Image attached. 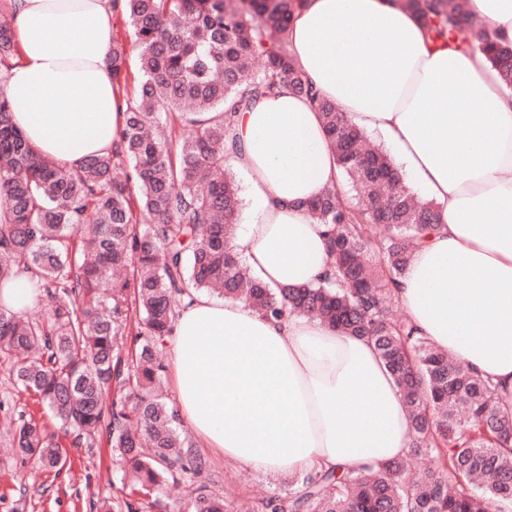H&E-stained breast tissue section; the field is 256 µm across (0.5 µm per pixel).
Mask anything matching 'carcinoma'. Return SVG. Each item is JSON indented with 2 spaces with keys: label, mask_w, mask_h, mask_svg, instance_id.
Listing matches in <instances>:
<instances>
[{
  "label": "carcinoma",
  "mask_w": 512,
  "mask_h": 512,
  "mask_svg": "<svg viewBox=\"0 0 512 512\" xmlns=\"http://www.w3.org/2000/svg\"><path fill=\"white\" fill-rule=\"evenodd\" d=\"M115 2L139 66L131 73L125 45L113 40L112 82L125 89L133 80L136 91L111 152L61 168L13 125L0 87V287L25 272L34 287L28 309L52 302L45 321L0 310V355L16 382L73 431V444L112 448L124 465L126 512H143L152 489L205 470L159 395L167 373L159 351L185 298L216 292L268 319L307 315L373 342L410 410V452L432 467L413 479L400 461L359 473L313 469L288 495L262 499L266 512H512V408L394 311L399 279L442 208L415 196L385 151L296 70L287 32L302 0ZM397 2L433 42L482 52L512 88V41L493 37L461 0ZM16 53L5 22L0 66ZM285 83L322 113L346 183L307 204L328 226L324 277L273 291L228 247L239 198L226 153L237 147V114ZM135 327L124 357L117 341ZM9 425L20 455L50 469L65 463L34 417L12 416ZM188 506L226 512L204 485Z\"/></svg>",
  "instance_id": "1"
}]
</instances>
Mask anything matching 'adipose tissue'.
I'll return each mask as SVG.
<instances>
[{
  "mask_svg": "<svg viewBox=\"0 0 512 512\" xmlns=\"http://www.w3.org/2000/svg\"><path fill=\"white\" fill-rule=\"evenodd\" d=\"M18 53L0 71L14 124L69 170L124 125L108 71L113 0H8ZM296 68L355 125L381 134L443 209L398 300L430 342L512 406V94L481 53L434 45L396 0H305L288 29ZM229 165L250 207L229 246L268 288L313 284L326 225L305 211L339 180L320 112L290 88L240 113ZM176 406L204 447L260 473L362 471L408 453L410 415L368 339L197 293L171 339Z\"/></svg>",
  "mask_w": 512,
  "mask_h": 512,
  "instance_id": "1",
  "label": "adipose tissue"
}]
</instances>
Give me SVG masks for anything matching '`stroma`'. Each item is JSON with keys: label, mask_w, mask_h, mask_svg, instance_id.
<instances>
[{"label": "stroma", "mask_w": 512, "mask_h": 512, "mask_svg": "<svg viewBox=\"0 0 512 512\" xmlns=\"http://www.w3.org/2000/svg\"><path fill=\"white\" fill-rule=\"evenodd\" d=\"M8 413L48 417L33 393L15 385L9 363L0 359V512H92V504L104 500L111 502L113 512H125L121 466L106 444L68 447L66 465L57 471L45 470L9 450L4 419ZM207 460L204 479L224 497L231 512L248 501L286 495L293 487L287 476L252 471L212 453Z\"/></svg>", "instance_id": "obj_1"}]
</instances>
